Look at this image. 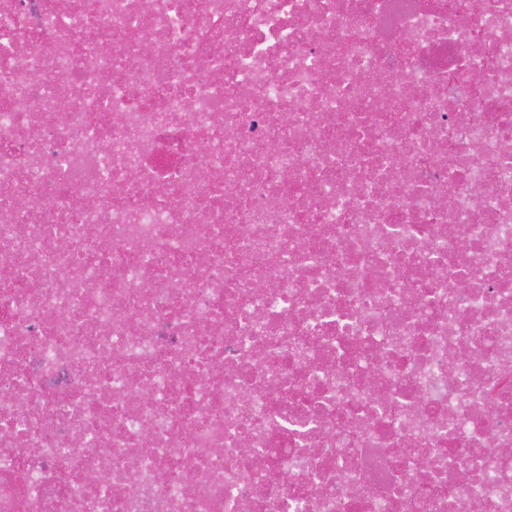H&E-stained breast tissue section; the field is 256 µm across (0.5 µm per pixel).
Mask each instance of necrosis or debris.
Listing matches in <instances>:
<instances>
[{
    "label": "necrosis or debris",
    "instance_id": "1",
    "mask_svg": "<svg viewBox=\"0 0 512 512\" xmlns=\"http://www.w3.org/2000/svg\"><path fill=\"white\" fill-rule=\"evenodd\" d=\"M477 2L0 0V512H512Z\"/></svg>",
    "mask_w": 512,
    "mask_h": 512
}]
</instances>
